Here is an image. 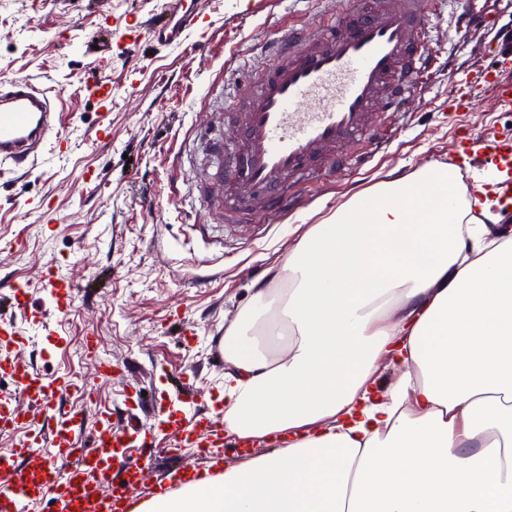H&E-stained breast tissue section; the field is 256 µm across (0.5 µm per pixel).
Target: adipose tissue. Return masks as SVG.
I'll use <instances>...</instances> for the list:
<instances>
[{"mask_svg": "<svg viewBox=\"0 0 512 512\" xmlns=\"http://www.w3.org/2000/svg\"><path fill=\"white\" fill-rule=\"evenodd\" d=\"M501 177L470 198L424 168L312 225L222 339L225 429L285 446L133 512H512Z\"/></svg>", "mask_w": 512, "mask_h": 512, "instance_id": "1", "label": "adipose tissue"}]
</instances>
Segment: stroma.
I'll use <instances>...</instances> for the list:
<instances>
[{
    "label": "stroma",
    "instance_id": "stroma-1",
    "mask_svg": "<svg viewBox=\"0 0 512 512\" xmlns=\"http://www.w3.org/2000/svg\"><path fill=\"white\" fill-rule=\"evenodd\" d=\"M339 0H207L206 18L178 48H152L147 40L120 48L108 68L86 51L92 33L121 35L156 0H0V79L18 74L55 90L70 147L46 155L25 183L0 180V289L28 283L29 303L46 318L18 322L25 355L38 371L83 380L94 360L111 363L112 376L97 382L98 400L67 394L62 402L95 418L99 410H131V386L149 399H169L178 374L192 373L200 387L223 382L214 367L213 337L251 300L257 280L283 261L306 230L333 216L354 194L377 183L442 167L468 180L451 150L458 127L484 139L512 129V106L486 96L481 72L498 65L484 54V37L458 38L451 26L456 0H444L430 46L446 68L425 76L390 147L362 169L324 184L301 185L306 205L269 216L266 230L228 231L212 223L191 197L190 171L206 166L194 129L208 123L223 132V111L244 76L261 65V43L290 26L328 14ZM102 75L117 92L111 135L96 129L99 108L84 87ZM138 80L130 99L120 87ZM464 92L470 110L451 113L448 98ZM97 184L84 182L87 172ZM51 198L55 217L46 224L38 204ZM78 282L65 313L42 291L44 271ZM192 335H184V328ZM99 341L97 359L82 345Z\"/></svg>",
    "mask_w": 512,
    "mask_h": 512
}]
</instances>
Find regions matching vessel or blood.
Masks as SVG:
<instances>
[{"label":"vessel or blood","mask_w":512,"mask_h":512,"mask_svg":"<svg viewBox=\"0 0 512 512\" xmlns=\"http://www.w3.org/2000/svg\"><path fill=\"white\" fill-rule=\"evenodd\" d=\"M206 0H158L140 35L178 46L203 22ZM438 0H342L311 25L281 30L264 48L265 65L252 71L245 94L229 110L231 124L215 135L199 124L210 161L193 175L198 202L214 207L233 228L264 225L268 211L300 205L295 184L322 181L361 163L381 147L385 126L405 112L415 77L433 69L429 46ZM492 35L490 50L512 56V28L495 24L470 0H458L455 32ZM62 114L51 90L25 75L0 80V175L20 182L46 153L64 152ZM457 154L512 163V138L474 142L461 136ZM57 311H66L75 285L52 272L40 276ZM40 320L25 284L0 297V433L19 434L0 457V512H129L144 486L162 494L191 476L196 460L224 455V410L196 409L205 390L186 386L181 405H158L152 425L130 417L60 407L63 394H93L81 383L37 371L25 358L17 319ZM172 467L152 477L155 458Z\"/></svg>","instance_id":"1"}]
</instances>
